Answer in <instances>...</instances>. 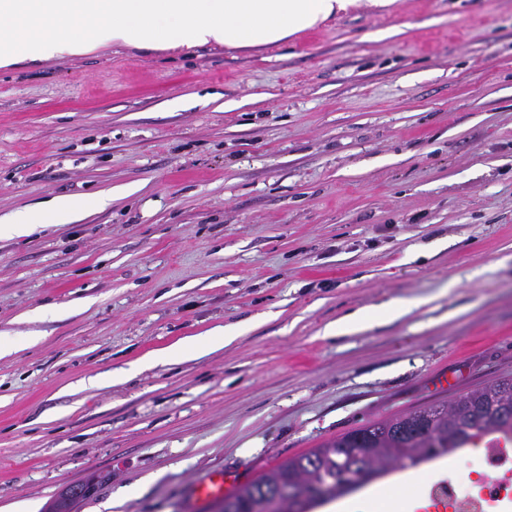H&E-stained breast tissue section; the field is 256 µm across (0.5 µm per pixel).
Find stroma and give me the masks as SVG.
I'll return each instance as SVG.
<instances>
[{
	"label": "stroma",
	"instance_id": "35a3bbf8",
	"mask_svg": "<svg viewBox=\"0 0 512 512\" xmlns=\"http://www.w3.org/2000/svg\"><path fill=\"white\" fill-rule=\"evenodd\" d=\"M56 196L0 237V507L219 512L210 471L512 376V0L0 67V222ZM79 218V208L72 199L55 197L42 207L19 212L13 222L1 224L0 235H25L31 232L36 224H45L47 221L66 224ZM374 323V319L365 311L358 310L350 313L326 330L327 336H340L368 329Z\"/></svg>",
	"mask_w": 512,
	"mask_h": 512
}]
</instances>
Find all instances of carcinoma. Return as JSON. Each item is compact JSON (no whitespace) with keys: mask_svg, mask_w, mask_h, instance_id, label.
<instances>
[{"mask_svg":"<svg viewBox=\"0 0 512 512\" xmlns=\"http://www.w3.org/2000/svg\"><path fill=\"white\" fill-rule=\"evenodd\" d=\"M495 434L512 439L511 376L369 423L279 463L224 497L223 512H268L272 499L297 497L317 485L325 486V500H334L359 488L349 476L362 468L368 483Z\"/></svg>","mask_w":512,"mask_h":512,"instance_id":"obj_1","label":"carcinoma"}]
</instances>
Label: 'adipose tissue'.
I'll return each mask as SVG.
<instances>
[{
  "label": "adipose tissue",
  "instance_id": "obj_1",
  "mask_svg": "<svg viewBox=\"0 0 512 512\" xmlns=\"http://www.w3.org/2000/svg\"><path fill=\"white\" fill-rule=\"evenodd\" d=\"M395 0H0V66L41 64L99 47L167 51L254 48L287 41L337 14ZM67 197L15 215L0 235L79 219Z\"/></svg>",
  "mask_w": 512,
  "mask_h": 512
}]
</instances>
